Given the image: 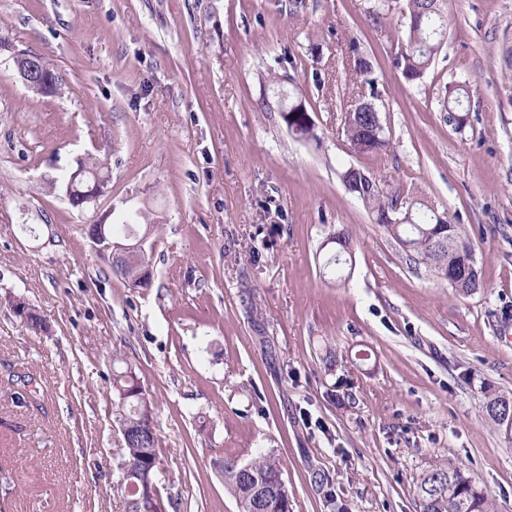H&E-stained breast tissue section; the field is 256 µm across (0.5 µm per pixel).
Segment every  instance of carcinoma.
Returning <instances> with one entry per match:
<instances>
[{
	"mask_svg": "<svg viewBox=\"0 0 512 512\" xmlns=\"http://www.w3.org/2000/svg\"><path fill=\"white\" fill-rule=\"evenodd\" d=\"M409 22L406 38L401 42L403 49L395 54L394 61L408 81H421L426 76L434 59L441 53L448 28L446 0H409ZM350 58L351 74L355 76L356 88H368L379 96L377 80L370 61L352 47ZM469 87L458 84L446 88L444 111L454 114V129L461 130L469 122ZM300 99H288L283 107L282 119L294 126L303 138L315 137L314 128L306 122L305 111L299 108ZM378 116L355 110L342 113L343 133L350 152L356 155L380 153L388 148L389 138L384 126L378 124ZM353 195L358 197L382 223L386 213L392 212L395 202L402 201L404 222L385 225L388 233L399 241V246L410 260L432 269L438 258L448 256L453 272L443 277L455 291L470 293L479 287V272L473 258L470 243L451 223L445 214L416 200L402 197L399 192H384L372 174L360 171ZM148 266L145 253L136 252L121 263L112 266V273L123 279L132 288L148 285L131 280L133 272ZM114 403L119 407V427L126 428L122 436L123 454L117 464V477L112 486L113 496L120 503L121 512H133L138 495L133 485L139 477L159 464L158 439L155 433L153 401L140 384L131 366L116 369L112 375ZM509 401L512 395L493 393L487 397L485 410L497 429L503 430L500 419L493 414L499 404ZM224 475V487L235 498L238 512H292L288 488L282 479L279 459L263 455L248 463L226 458L218 462ZM437 479L447 484V490L440 493L434 487L420 480L417 484L419 512H494L491 495L474 483L465 471L453 464L433 469ZM264 486L271 499L263 503L258 499L257 489Z\"/></svg>",
	"mask_w": 512,
	"mask_h": 512,
	"instance_id": "1",
	"label": "carcinoma"
}]
</instances>
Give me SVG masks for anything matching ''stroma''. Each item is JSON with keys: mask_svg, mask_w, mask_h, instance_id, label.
<instances>
[{"mask_svg": "<svg viewBox=\"0 0 512 512\" xmlns=\"http://www.w3.org/2000/svg\"><path fill=\"white\" fill-rule=\"evenodd\" d=\"M407 4L0 0V512H118L116 354L154 402L168 512H238L217 461L269 451L293 512H418L420 478L448 462L512 512V439L485 412L487 391L512 393V0H449L418 83L394 64ZM351 42L381 91L374 155L349 151L336 102ZM25 52L61 93L27 89ZM464 81L457 131L444 87ZM290 96L316 140L288 131ZM90 157L108 183L76 208L64 178ZM350 166L447 213L482 288L410 263L345 189ZM125 221L153 227L149 287L87 236Z\"/></svg>", "mask_w": 512, "mask_h": 512, "instance_id": "1", "label": "stroma"}]
</instances>
